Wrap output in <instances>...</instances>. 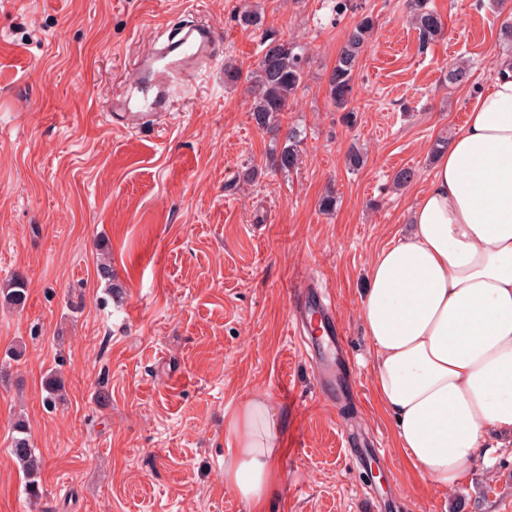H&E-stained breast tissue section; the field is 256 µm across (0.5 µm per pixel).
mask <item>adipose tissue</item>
Segmentation results:
<instances>
[{"instance_id":"ef3b65f1","label":"adipose tissue","mask_w":512,"mask_h":512,"mask_svg":"<svg viewBox=\"0 0 512 512\" xmlns=\"http://www.w3.org/2000/svg\"><path fill=\"white\" fill-rule=\"evenodd\" d=\"M434 161L411 224L368 269L360 317L373 384L410 464L456 486L512 441V63ZM224 485L254 512L274 490L281 427L248 398L226 423Z\"/></svg>"}]
</instances>
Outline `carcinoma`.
Here are the masks:
<instances>
[{
    "mask_svg": "<svg viewBox=\"0 0 512 512\" xmlns=\"http://www.w3.org/2000/svg\"><path fill=\"white\" fill-rule=\"evenodd\" d=\"M409 8L410 23L422 39L428 41L440 35L441 17L427 8L426 0H410ZM373 26L372 17L366 15L353 27L328 76L330 101L338 111L344 113V119L349 125L356 120L355 109L351 107L354 75ZM262 40L264 48L256 70L250 77V111L256 125L269 130L280 127L284 112L289 110L293 96L303 83V52L297 43L269 32L262 33ZM300 143V133L293 128L289 129L283 146L273 152L276 167L284 172L294 170L298 165ZM28 291V283L22 278H15L0 289V302L19 309L25 305ZM43 390V403L47 407L54 408L62 400V384L55 376L50 374L45 378ZM14 431L16 435L11 438V453L25 476L29 496L36 499L39 496L43 463L31 448L25 420L18 419Z\"/></svg>",
    "mask_w": 512,
    "mask_h": 512,
    "instance_id": "cac0c4a2",
    "label": "carcinoma"
}]
</instances>
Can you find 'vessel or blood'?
<instances>
[{
    "mask_svg": "<svg viewBox=\"0 0 512 512\" xmlns=\"http://www.w3.org/2000/svg\"><path fill=\"white\" fill-rule=\"evenodd\" d=\"M222 49L215 29L204 22L182 26L175 38L153 40L131 70L122 92L108 106L113 123L137 130L157 113L169 111L174 95ZM295 296L290 335L307 336L313 344L326 336L341 339L343 332L334 311L307 298L304 290H296Z\"/></svg>",
    "mask_w": 512,
    "mask_h": 512,
    "instance_id": "vessel-or-blood-1",
    "label": "vessel or blood"
}]
</instances>
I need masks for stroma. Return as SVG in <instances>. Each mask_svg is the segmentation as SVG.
<instances>
[{
	"instance_id": "obj_1",
	"label": "stroma",
	"mask_w": 512,
	"mask_h": 512,
	"mask_svg": "<svg viewBox=\"0 0 512 512\" xmlns=\"http://www.w3.org/2000/svg\"><path fill=\"white\" fill-rule=\"evenodd\" d=\"M0 0V512H250L224 487L226 417L267 397L282 428L280 481L266 512H512V447L476 461L448 493L415 472L373 387L359 309L376 254L426 190L433 146L465 122L496 63L512 59V0H428L444 29L422 42L408 0ZM253 11L260 28L238 17ZM374 28L355 73L354 125L328 75L362 16ZM212 25L224 52L168 116L142 132L105 108L157 32ZM304 45L305 78L278 131L258 129L249 77L263 31ZM464 67L462 81L449 65ZM296 127L299 166L271 152ZM366 156L349 170L351 147ZM416 171L407 186L392 176ZM255 179L245 182L247 169ZM335 209L321 211L325 194ZM112 267L111 281L97 269ZM316 285L344 333L354 398L320 393L316 365L288 337L290 290ZM58 374L65 399L43 404ZM44 460L30 501L8 450L17 419ZM376 437L370 483L354 460ZM28 291V283L22 278H15L0 289L1 303L14 309L23 308Z\"/></svg>"
}]
</instances>
